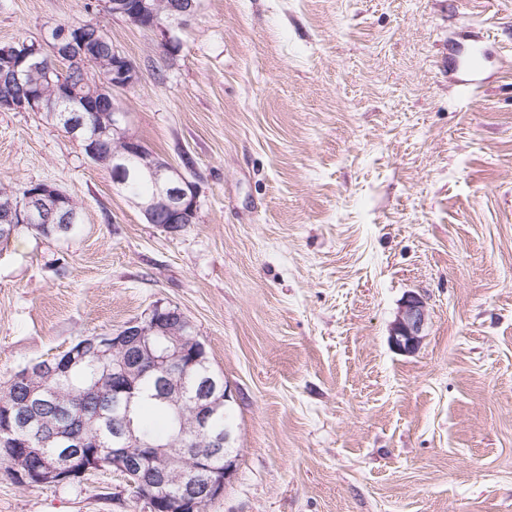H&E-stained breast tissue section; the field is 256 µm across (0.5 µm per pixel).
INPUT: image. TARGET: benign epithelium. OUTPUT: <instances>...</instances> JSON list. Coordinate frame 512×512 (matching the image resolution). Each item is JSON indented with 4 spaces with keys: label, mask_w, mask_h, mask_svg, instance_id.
<instances>
[{
    "label": "benign epithelium",
    "mask_w": 512,
    "mask_h": 512,
    "mask_svg": "<svg viewBox=\"0 0 512 512\" xmlns=\"http://www.w3.org/2000/svg\"><path fill=\"white\" fill-rule=\"evenodd\" d=\"M107 8L130 24L159 29L164 33L186 25L197 13L199 0H108ZM97 28L91 21L64 26L54 31L51 51L58 59L86 73L89 68H101L97 52L87 46L82 36ZM31 54L16 46L0 47V77L20 79L19 67ZM137 80L133 64L117 50H112V69L96 74L89 92L72 86L63 92L69 101L88 108L95 101L104 104V112L84 114L74 112L67 117L70 133L82 142L85 154L95 162L105 163L112 171L113 182L124 185L131 171L128 160L143 156V145L126 132L127 113L115 103L114 91L124 89ZM51 107L47 93L40 90L15 105L19 112H44ZM155 190L151 197L136 203L147 221L155 223L160 215L166 218L170 229L195 223L198 199L193 185L178 169L165 161L149 158L146 163ZM80 220L79 210L61 189L49 183H34L25 195L0 205V234H6V225L22 227L27 224L73 225ZM426 305L416 293L408 295L401 304L391 328L389 343L402 354L415 352L422 339L426 323ZM98 344L101 355L112 357V377L94 381L91 391L104 397L112 395V452L98 462V469L111 466L134 481L130 485L138 499L145 502L147 512H206V507L224 495V486L235 469V457L229 451L230 435L210 433L211 419L224 407L229 398L222 377H207L197 390L194 402V428L199 437L194 447L181 450L180 457L171 455L168 448L156 446L150 459L138 451L141 442L136 437L125 414L137 406L139 393L135 382L145 373H153L166 387L177 390V375L184 367L208 362L204 346L192 322L177 308L162 309L155 305L144 317L127 322L110 335L86 337L82 344L69 349L65 364L57 365L49 358L43 363L26 367V376L32 372L52 375L66 370L83 360L84 348ZM46 390L43 383L33 381L14 408L26 413L32 399ZM95 423L79 419L68 429L71 449L64 453L45 448H24L11 458L13 476L29 486L61 484L94 472L82 452L90 430ZM41 459V469L31 477L23 471L27 455ZM192 465V479L179 481L185 464Z\"/></svg>",
    "instance_id": "7a95c632"
}]
</instances>
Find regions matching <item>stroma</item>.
I'll list each match as a JSON object with an SVG mask.
<instances>
[{"label":"stroma","mask_w":512,"mask_h":512,"mask_svg":"<svg viewBox=\"0 0 512 512\" xmlns=\"http://www.w3.org/2000/svg\"><path fill=\"white\" fill-rule=\"evenodd\" d=\"M81 20L136 68L127 133L198 218L149 223L45 113L0 112V187L81 214L0 246V380L176 307L230 390L236 468L207 512H512V0H200L167 36L102 0H0V46ZM0 512L146 507L109 468L0 465ZM426 319V305L422 297L416 293L408 295L391 328L389 343L392 349L402 354L414 353L421 343Z\"/></svg>","instance_id":"stroma-1"}]
</instances>
